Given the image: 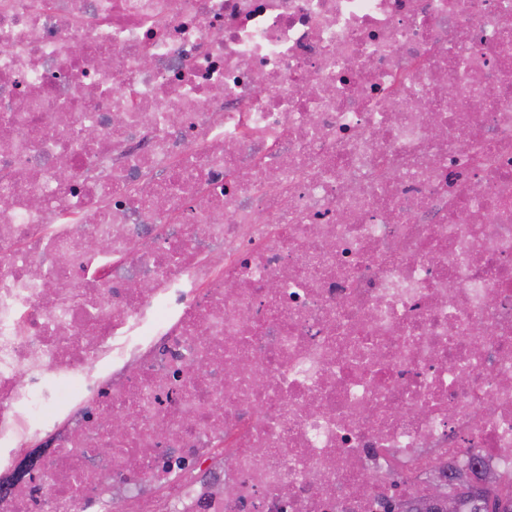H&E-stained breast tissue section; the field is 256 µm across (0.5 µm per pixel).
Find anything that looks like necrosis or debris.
<instances>
[{"mask_svg": "<svg viewBox=\"0 0 512 512\" xmlns=\"http://www.w3.org/2000/svg\"><path fill=\"white\" fill-rule=\"evenodd\" d=\"M458 467L512 488V0H0V512Z\"/></svg>", "mask_w": 512, "mask_h": 512, "instance_id": "4bbe7bcc", "label": "necrosis or debris"}]
</instances>
